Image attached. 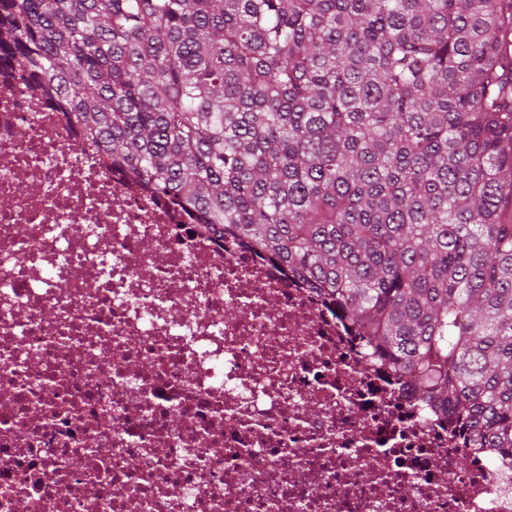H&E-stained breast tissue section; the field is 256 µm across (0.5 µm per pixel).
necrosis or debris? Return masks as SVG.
Returning a JSON list of instances; mask_svg holds the SVG:
<instances>
[{
    "mask_svg": "<svg viewBox=\"0 0 512 512\" xmlns=\"http://www.w3.org/2000/svg\"><path fill=\"white\" fill-rule=\"evenodd\" d=\"M361 361L0 77V512H512V457Z\"/></svg>",
    "mask_w": 512,
    "mask_h": 512,
    "instance_id": "1",
    "label": "necrosis or debris"
}]
</instances>
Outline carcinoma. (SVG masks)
Masks as SVG:
<instances>
[{
    "label": "carcinoma",
    "mask_w": 512,
    "mask_h": 512,
    "mask_svg": "<svg viewBox=\"0 0 512 512\" xmlns=\"http://www.w3.org/2000/svg\"><path fill=\"white\" fill-rule=\"evenodd\" d=\"M0 68L512 454V0H0Z\"/></svg>",
    "instance_id": "obj_1"
}]
</instances>
